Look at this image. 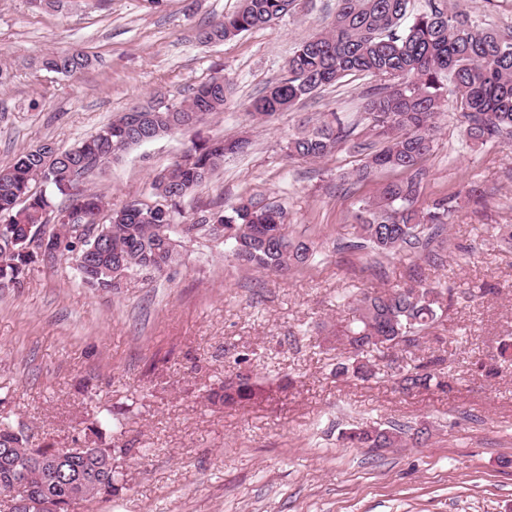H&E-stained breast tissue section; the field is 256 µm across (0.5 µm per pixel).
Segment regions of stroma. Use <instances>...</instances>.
<instances>
[{"label": "stroma", "mask_w": 512, "mask_h": 512, "mask_svg": "<svg viewBox=\"0 0 512 512\" xmlns=\"http://www.w3.org/2000/svg\"><path fill=\"white\" fill-rule=\"evenodd\" d=\"M482 26L512 32V0H452ZM240 0H62L37 9L0 0V166L51 141L67 148L134 106L177 103L223 74L224 110L203 135L247 137L188 198L186 219L257 196L281 205L313 261L282 275L241 267L208 232L185 239L159 274L133 271L118 289L81 285L71 262L37 267L0 290V417L33 443L84 447V429L107 417L112 468L124 488L71 512H512V145L473 147L447 96L433 148L421 163L417 208L456 196L435 266L422 256L350 249L359 209L407 172L355 175L381 140L365 118L378 78L351 74L268 119L250 103L281 78L294 48L330 27L336 0H305L297 13L224 42L198 31ZM91 64L66 76L40 67L55 52ZM338 111L354 132L320 160L288 158L289 137ZM193 137L184 131L134 146L85 186L112 208L151 200L154 176ZM436 285L448 316L418 347L373 351L376 378L334 374L337 324L357 318L358 290ZM475 295H467L470 287ZM444 356L449 390L412 393L397 366ZM247 374L257 400L210 404L207 391ZM379 423L424 428V444L354 448L342 431Z\"/></svg>", "instance_id": "obj_1"}]
</instances>
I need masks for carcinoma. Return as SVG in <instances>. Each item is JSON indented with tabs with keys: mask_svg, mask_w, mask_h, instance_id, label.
Here are the masks:
<instances>
[{
	"mask_svg": "<svg viewBox=\"0 0 512 512\" xmlns=\"http://www.w3.org/2000/svg\"><path fill=\"white\" fill-rule=\"evenodd\" d=\"M411 0H337L336 16L329 29L300 43L288 59L286 74L251 103L253 112L271 117L290 110L317 91L352 73L378 77L388 85L368 103V120L382 147L370 154L357 176L368 177L385 169L416 170L432 146L435 117L448 94L455 95L468 139L476 146L512 139V34L481 27L449 0H429L427 9L410 14ZM299 0H241L240 8L203 29L206 41L231 40L244 32L275 23L293 14ZM87 59L75 53H51L42 60L50 70L73 75ZM231 90L229 79L214 76L178 104L157 108L161 117L145 107L143 132L132 130L123 113L78 145L45 153L55 146L44 142L21 152L0 168V289L19 288L38 264L32 248L35 239L47 236L58 259L72 262L82 282L94 290L120 286L121 278L134 270L161 273L172 264L169 239L180 234L224 230V246L242 266L270 273H285L305 266L315 245L292 237L283 209L263 205L249 197L231 209L210 212L190 224L178 221L182 202L207 184L224 164V157L247 145L245 140L222 138L191 141L180 158L151 183L152 196L162 200L150 207L133 200L119 210L106 209L104 197L92 189L72 191L73 178L84 177L141 144L140 134L157 139L202 124L224 108ZM352 128L337 112L323 114L320 124L291 138L288 157L321 159L347 140ZM38 182L48 189H32ZM67 204L55 205L56 196ZM419 182L384 185L367 202L354 226L353 249L369 248L379 256L421 254L447 230L453 198L440 197L427 208L415 207ZM82 212L99 234L79 239L61 231L57 221L65 212ZM434 286L400 288L392 292H367L349 297L359 318L336 330L355 357L336 363L338 377L369 380L377 365L361 354L390 343L406 349L420 344V333L443 321L448 308L439 301ZM444 357L398 370L404 391L442 389L447 383L437 367ZM257 396V385L248 375L238 376L235 386L210 393L209 399L224 405H243ZM425 432H409L403 426L357 427L342 435L343 441L360 448H390L405 438L421 440ZM85 437L94 448L61 458L52 444L34 446L21 431L0 421V487L18 484L39 497L53 496L60 512L76 500L92 503L119 495L112 465L106 453L105 432L96 424L86 427Z\"/></svg>",
	"mask_w": 512,
	"mask_h": 512,
	"instance_id": "1",
	"label": "carcinoma"
}]
</instances>
